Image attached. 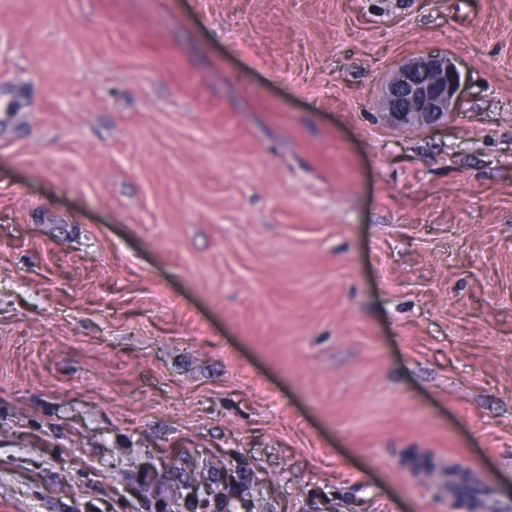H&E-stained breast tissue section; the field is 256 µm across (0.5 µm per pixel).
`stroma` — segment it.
<instances>
[{
    "label": "stroma",
    "instance_id": "35a3bbf8",
    "mask_svg": "<svg viewBox=\"0 0 512 512\" xmlns=\"http://www.w3.org/2000/svg\"><path fill=\"white\" fill-rule=\"evenodd\" d=\"M416 454L512 495V0H0V512H453ZM455 62L442 55L404 60L382 85V103L396 127L431 128L447 124L462 100L463 80Z\"/></svg>",
    "mask_w": 512,
    "mask_h": 512
}]
</instances>
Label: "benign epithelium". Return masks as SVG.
Here are the masks:
<instances>
[{
	"label": "benign epithelium",
	"mask_w": 512,
	"mask_h": 512,
	"mask_svg": "<svg viewBox=\"0 0 512 512\" xmlns=\"http://www.w3.org/2000/svg\"><path fill=\"white\" fill-rule=\"evenodd\" d=\"M455 62L442 55L404 60L382 85V103L396 127L431 128L448 123L462 100L464 81Z\"/></svg>",
	"instance_id": "benign-epithelium-1"
}]
</instances>
